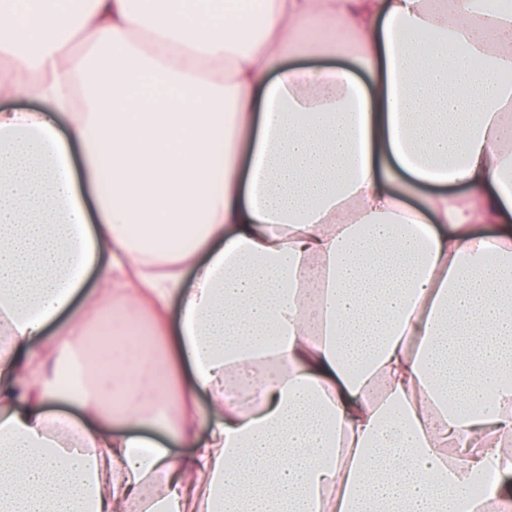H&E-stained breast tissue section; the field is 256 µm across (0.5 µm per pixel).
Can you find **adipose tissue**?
I'll list each match as a JSON object with an SVG mask.
<instances>
[{"label": "adipose tissue", "instance_id": "obj_1", "mask_svg": "<svg viewBox=\"0 0 512 512\" xmlns=\"http://www.w3.org/2000/svg\"><path fill=\"white\" fill-rule=\"evenodd\" d=\"M338 31L369 83L286 68ZM0 55L42 103L0 109V512L504 505L512 234L476 227L512 214V0H0ZM93 271L144 358L80 348Z\"/></svg>", "mask_w": 512, "mask_h": 512}]
</instances>
